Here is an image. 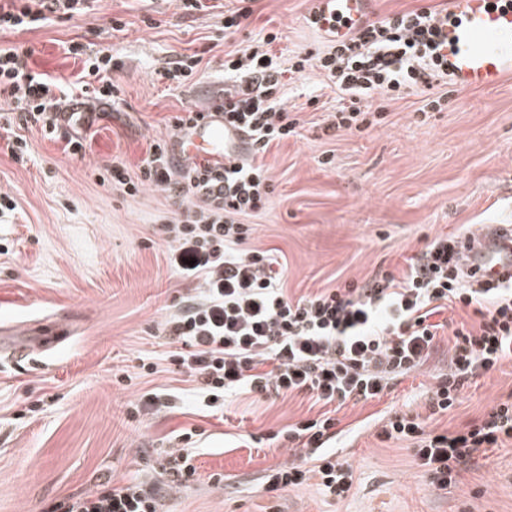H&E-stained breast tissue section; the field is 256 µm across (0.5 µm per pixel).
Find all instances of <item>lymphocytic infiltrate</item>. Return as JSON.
I'll use <instances>...</instances> for the list:
<instances>
[{
  "label": "lymphocytic infiltrate",
  "instance_id": "1",
  "mask_svg": "<svg viewBox=\"0 0 512 512\" xmlns=\"http://www.w3.org/2000/svg\"><path fill=\"white\" fill-rule=\"evenodd\" d=\"M91 3L0 0V33L65 23L87 13ZM305 21L325 42L316 54L296 51L280 62L276 46L282 35L272 30L224 55V122L246 136L245 157L223 167L179 165L167 140L159 138L136 172L115 164L105 179L130 196L154 187L171 206L161 229L167 262L197 288L163 320L158 336L171 347V364L192 382L193 396L215 412L239 393L303 394L323 405L316 418L285 427L292 457L270 469L266 488H294L315 475L327 496L342 500L353 489L355 473L331 447L337 420L326 405L381 399L393 381L420 369L435 351L441 328L436 315L470 308L480 320L451 324L448 372L427 399L428 416L449 412L469 382L512 359V283L474 287L461 267L462 237L456 234L427 242L401 274L293 300L284 288V256L275 249H245L250 227L242 218L265 208L273 191L262 157L272 144L297 136L298 122L288 116V88L307 71L318 70L336 92L328 124L336 132L380 124L383 113L372 107L377 97L391 102L416 94L425 113L448 104L447 96L434 93L448 81L447 8L364 13L354 22L345 10L332 8ZM66 51L83 63L74 99L60 82L31 69L29 52L0 46V102L9 106L0 122L64 134L71 153L79 155L85 149L81 131L93 125L96 114L82 113L76 125L67 112L87 99L116 105L114 75L123 63L110 50L94 51L80 41ZM426 418L390 413L377 435L405 442L430 485L440 490L455 485L478 458L512 441V395L453 432L428 429ZM194 458L189 448L166 452L164 483L136 479L115 486L105 480L96 491L64 499L49 512H165L169 492L194 487Z\"/></svg>",
  "mask_w": 512,
  "mask_h": 512
}]
</instances>
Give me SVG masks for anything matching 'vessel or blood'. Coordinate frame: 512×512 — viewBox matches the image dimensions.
I'll return each instance as SVG.
<instances>
[{
  "label": "vessel or blood",
  "mask_w": 512,
  "mask_h": 512,
  "mask_svg": "<svg viewBox=\"0 0 512 512\" xmlns=\"http://www.w3.org/2000/svg\"><path fill=\"white\" fill-rule=\"evenodd\" d=\"M448 17V73L458 86L491 87L512 72V6L506 0H456ZM223 100L210 103L208 117L172 141L176 163L203 157L235 160L244 140L225 130ZM463 265L479 284L512 282V225L486 224L460 246Z\"/></svg>",
  "instance_id": "vessel-or-blood-1"
}]
</instances>
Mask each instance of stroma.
Listing matches in <instances>:
<instances>
[{
    "instance_id": "1",
    "label": "stroma",
    "mask_w": 512,
    "mask_h": 512,
    "mask_svg": "<svg viewBox=\"0 0 512 512\" xmlns=\"http://www.w3.org/2000/svg\"><path fill=\"white\" fill-rule=\"evenodd\" d=\"M227 3L208 0L207 11L187 15L172 0H98L69 22L0 36L2 46L31 49L34 72L65 84L83 69L65 50L70 41L114 50L123 62L122 99L100 112L83 155L36 125L22 131L30 157L21 163L0 129V191L17 202L14 212L0 213V324L72 326L66 340L40 351L33 337L6 339L15 354L0 357V512H47L103 480L120 486L149 477L158 452L181 448L188 429L198 481L171 493L167 512H512V445L473 464L457 487L437 490L403 442L376 435L380 414L424 412L426 391L448 371V334L382 399L337 410L339 429L353 435L336 453L356 476L352 495L340 501L325 496L315 477L277 499L259 481L289 458L271 434L318 414L307 397L235 395L218 418L194 402L184 375L162 369L155 332L192 287L165 261L166 202L152 189L123 194L99 177L115 162L136 171L153 140L177 136L176 116L219 97L225 52L271 28L282 32V48L321 46L304 22L307 0H256L229 37ZM117 15L124 31L112 29ZM149 16L158 26H147ZM193 52L201 57L195 83L170 87L161 71ZM320 82L308 72L291 93L299 134L265 154L274 192L247 219V247L285 255L291 299L400 273L427 240L463 225L512 224V73L491 88L458 90L447 110L428 117L418 96L390 102L384 123L363 133L325 132V111L305 96ZM326 156L332 166H321ZM149 362L159 372L147 374ZM511 393L508 359L428 425L464 428ZM216 473L223 483L213 484Z\"/></svg>"
}]
</instances>
